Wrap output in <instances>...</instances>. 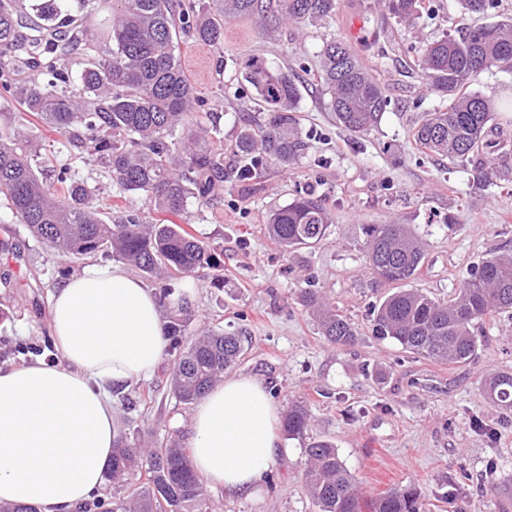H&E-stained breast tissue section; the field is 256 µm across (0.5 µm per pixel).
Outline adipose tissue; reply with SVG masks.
<instances>
[{
	"label": "adipose tissue",
	"instance_id": "adipose-tissue-1",
	"mask_svg": "<svg viewBox=\"0 0 512 512\" xmlns=\"http://www.w3.org/2000/svg\"><path fill=\"white\" fill-rule=\"evenodd\" d=\"M58 362L0 370V502L72 512L103 484L116 423L112 385L147 379L168 342L153 290L93 265L52 295ZM280 411L249 375L215 384L191 415V461L210 488L253 492L280 448Z\"/></svg>",
	"mask_w": 512,
	"mask_h": 512
}]
</instances>
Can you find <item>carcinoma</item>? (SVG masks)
I'll list each match as a JSON object with an SVG mask.
<instances>
[{"mask_svg":"<svg viewBox=\"0 0 512 512\" xmlns=\"http://www.w3.org/2000/svg\"><path fill=\"white\" fill-rule=\"evenodd\" d=\"M215 9L195 12L185 0H0V99L12 100L65 136L71 156L99 158L120 192L136 194L168 215L147 224L136 211L112 217L94 205L96 188L78 182L56 152L44 151L19 129L0 139V203L11 210L39 243L70 259L108 255L167 284L159 298L170 301L173 283L206 278L218 263L206 243L169 220L191 198L210 202L224 182V159L209 143L210 132L186 128L198 105L183 69L179 38L184 35L218 47L224 22L258 15L274 22H328L336 0H213ZM388 11L412 23L430 11L426 0H385ZM319 76L327 108L355 133L377 127L388 106L382 86L343 41L331 39L319 52ZM80 67V87L71 80ZM419 70L440 105L424 113L414 129L423 150L448 161H476L484 180L508 170L485 166L495 152L490 136L495 103L472 90L493 70L512 72V19L479 26L462 37L447 35L425 43ZM244 80L266 111L258 129L243 130L235 142L242 175H255L267 160L284 166L304 149L294 112L298 85L288 73L258 56L242 66ZM330 219L311 195L276 209L267 231L286 252L323 239ZM367 266L392 284L372 313V333L404 349L450 365H464L477 353L475 324L512 310V257L491 253L468 272L448 302L406 288L425 257L423 242L403 224H368ZM302 305L315 311L328 341L348 344L357 336L345 315L328 307L315 288L301 291ZM185 308L166 326L171 341L170 389L184 406L196 403L239 360L242 337L208 331L186 338ZM493 406L512 412V372L485 382ZM306 404L298 401L283 420L290 439H305ZM307 492L319 512H422L412 487L392 488L367 500L335 446L325 440L304 444ZM139 474L137 482L129 476ZM106 477L123 488L109 502L78 504L74 512H209L206 490L195 473L189 449L170 439L155 448H137L116 432Z\"/></svg>","mask_w":512,"mask_h":512,"instance_id":"carcinoma-1","label":"carcinoma"}]
</instances>
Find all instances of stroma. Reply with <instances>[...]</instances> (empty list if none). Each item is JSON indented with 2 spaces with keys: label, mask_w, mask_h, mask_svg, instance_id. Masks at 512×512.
<instances>
[{
  "label": "stroma",
  "mask_w": 512,
  "mask_h": 512,
  "mask_svg": "<svg viewBox=\"0 0 512 512\" xmlns=\"http://www.w3.org/2000/svg\"><path fill=\"white\" fill-rule=\"evenodd\" d=\"M512 18V0H499L483 16L459 0H433V12L415 23L397 21L377 0H337L329 24L280 23L268 33L255 17L225 21L224 44H180L187 76L199 99L191 122L219 127L214 147L224 155V186L215 201L189 199L181 223L213 250L217 280L193 276L177 283L188 300L187 336L210 328L245 335L233 374L260 380L281 411L296 400L310 413L309 438L332 442L369 496L414 486L428 512H512V413L490 404L482 383L512 372V311L479 322L474 359L463 366L434 362L381 340L371 331L373 308L387 292L366 263L368 224H403L426 244L411 288L438 301L460 288L470 268L489 253L512 255V180L479 182L471 162L419 149L413 130L438 105L418 68L429 40ZM344 40L384 87L390 104L376 128L346 130L326 107L318 77L325 39ZM251 55L288 72L300 90L296 117L302 153L288 166L267 162L260 174L239 180L235 140L242 127L263 123L241 63ZM491 94V125L500 167L512 171V75L482 76ZM70 163L78 180L103 199L153 222L159 215L137 196L117 198L116 186L92 157ZM320 199L331 216L327 234L311 249L284 254L268 235L272 210L298 195ZM87 261L70 262L39 244L0 206V369L35 360H58L49 328L52 293ZM304 288L323 292L358 329L348 345L321 336L311 311L299 301ZM29 354L18 353V346ZM171 359L152 377L112 391L113 416L130 442L140 446L174 438L188 446L190 409L169 391ZM153 400L140 405L138 397ZM302 443L283 439L275 463L249 495L211 491L215 512H317L303 485ZM494 482L496 492L485 489Z\"/></svg>",
  "instance_id": "stroma-1"
}]
</instances>
